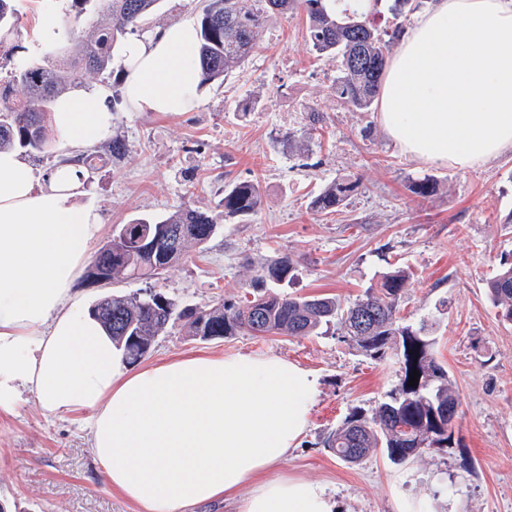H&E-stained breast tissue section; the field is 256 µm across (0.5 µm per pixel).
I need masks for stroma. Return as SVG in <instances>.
Instances as JSON below:
<instances>
[{
	"mask_svg": "<svg viewBox=\"0 0 512 512\" xmlns=\"http://www.w3.org/2000/svg\"><path fill=\"white\" fill-rule=\"evenodd\" d=\"M12 56H0V81L13 62L40 64L51 47L75 55L80 30L108 24L99 0L75 12L71 0H16ZM52 21L54 41L37 28ZM339 60L316 56L303 13H267L259 42L243 67L206 83L188 112L112 111L107 138L91 148L80 201L103 228L139 218L156 221L182 208L207 212L219 228L205 245L168 268L150 286L183 304L212 308L243 300L259 266L281 256L297 264L290 290L353 301L396 267L408 271L401 315L435 321L436 360L459 398L460 447L431 451L402 465L381 453L347 464L324 445L349 409H372L399 383L395 362L363 356L338 330L312 336L270 334L201 341L182 322L158 336L147 363L187 353L275 355L319 380L309 423L274 475L326 488L334 512H512V322L503 321L487 289L501 258H512V151L474 168L424 164L383 133L378 110L362 112L334 92ZM250 109H243V100ZM323 117L313 129L311 110ZM126 149L112 157L113 140ZM436 181L428 198L419 179ZM253 180L261 206L248 217L224 214V188ZM338 180L357 188L336 213L320 215L311 200ZM145 282L117 277L75 290L88 303L130 295ZM0 506L5 512H140L112 493L95 461L87 430L68 416H45L34 396L0 411Z\"/></svg>",
	"mask_w": 512,
	"mask_h": 512,
	"instance_id": "1",
	"label": "stroma"
}]
</instances>
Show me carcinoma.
<instances>
[{
  "label": "carcinoma",
  "instance_id": "1",
  "mask_svg": "<svg viewBox=\"0 0 512 512\" xmlns=\"http://www.w3.org/2000/svg\"><path fill=\"white\" fill-rule=\"evenodd\" d=\"M112 15V26L98 28L88 36L79 54L63 63L51 51L43 64H18L12 80L0 86V149L19 146L41 152L46 146V119L55 97L68 85H80L92 74L107 69L112 49L127 33L139 27L160 0H100ZM288 13L303 11L308 19L307 39L319 56H341V75L336 78V97L368 112L379 94L390 44L402 28L383 37L374 25L375 9L346 8L341 12L327 0H206L200 17L201 39L196 50L203 82L225 77L241 66L257 45L266 10ZM17 18L15 0H0V32L13 33ZM22 98L13 100L14 86ZM348 181L330 184L310 203L313 211L330 215L354 191ZM261 194L252 181L237 182L224 190V215L250 216L258 211ZM179 232V243L170 247L167 229ZM217 219L195 209L183 208L161 221L138 219L119 224L112 231V248L99 250L92 263L101 274L157 279L172 264L185 257L191 245L207 243L215 234ZM292 258L284 256L261 266L253 283V298L184 313L176 299L151 288L129 296H109L108 312L98 319L112 333L130 364L141 361L157 336L168 325L182 320L188 336L202 340L236 336L286 333L308 336L335 323L341 336L362 355L374 361L394 359L400 364L399 385L371 413L351 409L341 425L324 441L336 458L356 463L374 450L401 465L430 448L454 443V421L458 395L448 371L433 355L434 323L423 320L413 326L399 317V300L407 280L396 268L367 287L354 302L342 304L333 296H297L274 292L266 285H280L295 278ZM488 292L500 317L512 321V259L488 282ZM416 371L418 385L410 386L409 373Z\"/></svg>",
  "mask_w": 512,
  "mask_h": 512
}]
</instances>
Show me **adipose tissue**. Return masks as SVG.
Segmentation results:
<instances>
[{"mask_svg": "<svg viewBox=\"0 0 512 512\" xmlns=\"http://www.w3.org/2000/svg\"><path fill=\"white\" fill-rule=\"evenodd\" d=\"M200 33L188 19L121 48L133 112L197 106ZM383 133L413 159L465 170L512 150V0H431L387 63ZM51 126L74 149L112 128L108 94L59 95ZM84 171L63 164L38 185L0 150V410L34 395L78 417L108 487L143 512H186L218 498L242 512H333L324 487L272 478L304 434L316 375L274 356L181 355L128 367L73 285L101 231L78 203Z\"/></svg>", "mask_w": 512, "mask_h": 512, "instance_id": "adipose-tissue-1", "label": "adipose tissue"}]
</instances>
